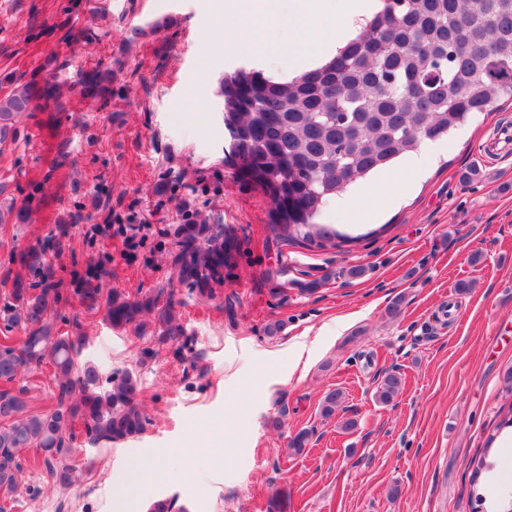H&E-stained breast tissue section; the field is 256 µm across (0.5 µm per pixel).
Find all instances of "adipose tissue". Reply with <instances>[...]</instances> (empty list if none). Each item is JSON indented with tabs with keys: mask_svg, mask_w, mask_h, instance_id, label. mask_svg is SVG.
<instances>
[{
	"mask_svg": "<svg viewBox=\"0 0 512 512\" xmlns=\"http://www.w3.org/2000/svg\"><path fill=\"white\" fill-rule=\"evenodd\" d=\"M380 6V0H212L206 52L245 59L266 76H296L335 54L338 44L360 31L362 18ZM338 14L343 24L332 25ZM399 192V185L384 175L338 196L333 207L355 224L392 206Z\"/></svg>",
	"mask_w": 512,
	"mask_h": 512,
	"instance_id": "adipose-tissue-1",
	"label": "adipose tissue"
}]
</instances>
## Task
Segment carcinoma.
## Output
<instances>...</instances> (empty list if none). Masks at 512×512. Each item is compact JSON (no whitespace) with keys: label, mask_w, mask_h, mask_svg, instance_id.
Masks as SVG:
<instances>
[{"label":"carcinoma","mask_w":512,"mask_h":512,"mask_svg":"<svg viewBox=\"0 0 512 512\" xmlns=\"http://www.w3.org/2000/svg\"><path fill=\"white\" fill-rule=\"evenodd\" d=\"M381 9L362 31L321 66L293 78L263 77L237 70L224 76L218 96L224 127L235 142L231 158L242 178L270 201V227L286 243L336 246V230L317 222L322 210L348 186L366 180L424 139L447 137L477 112L486 111L482 89L512 100V0H381ZM78 92L91 99L112 96V71L82 70L74 82H47L40 89L12 83L0 95V146L16 142V117L34 111L36 96L59 101ZM347 175L336 173L342 153ZM28 210L0 208V224H28ZM170 235L177 252L171 267L188 294H212L231 260L230 235L186 210ZM53 247L28 248L12 256L21 271L6 273L9 296L0 302L4 328L22 336H0V381L46 366L53 381L54 409L28 410L27 387L0 390V499L13 497L23 470V451L36 448L52 483L68 486L77 477L71 461L72 424L83 421L90 441L118 443L141 434L135 373L126 370L101 383L97 368L79 356L87 336L78 316L74 334L63 336L68 293L88 310L103 312L114 329L153 334L181 352L188 337L178 316L175 291L131 297L104 287L107 260L101 258L69 290L57 279ZM402 389L387 373L376 400L388 404ZM344 400L328 392L321 413L330 417Z\"/></svg>","instance_id":"1"}]
</instances>
